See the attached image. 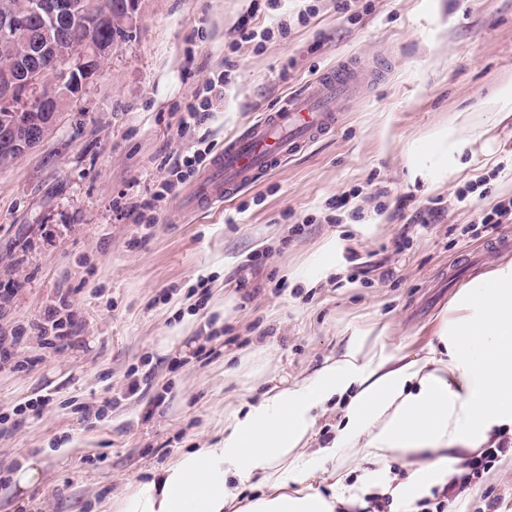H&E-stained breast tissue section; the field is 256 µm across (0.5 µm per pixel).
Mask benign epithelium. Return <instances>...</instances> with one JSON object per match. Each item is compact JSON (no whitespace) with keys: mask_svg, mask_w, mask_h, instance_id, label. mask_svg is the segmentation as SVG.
<instances>
[{"mask_svg":"<svg viewBox=\"0 0 512 512\" xmlns=\"http://www.w3.org/2000/svg\"><path fill=\"white\" fill-rule=\"evenodd\" d=\"M135 0H82V46L64 33L70 0H25L0 12V160L14 161L40 144L65 102L93 79ZM55 37H50L49 32Z\"/></svg>","mask_w":512,"mask_h":512,"instance_id":"benign-epithelium-1","label":"benign epithelium"}]
</instances>
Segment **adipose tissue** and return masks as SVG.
Segmentation results:
<instances>
[{"instance_id":"adipose-tissue-1","label":"adipose tissue","mask_w":512,"mask_h":512,"mask_svg":"<svg viewBox=\"0 0 512 512\" xmlns=\"http://www.w3.org/2000/svg\"><path fill=\"white\" fill-rule=\"evenodd\" d=\"M512 117V84L496 89L484 119L466 111L407 144L409 176L455 181L482 150L490 126ZM335 436L317 440L330 410ZM512 437V260L454 294L418 352L365 330L292 384L225 411L214 444L183 452L149 479L114 494L115 512H357L370 493L397 512H420L445 490L456 464ZM368 467L349 479L345 455ZM409 460L407 475L393 471ZM258 484L260 495L244 488Z\"/></svg>"}]
</instances>
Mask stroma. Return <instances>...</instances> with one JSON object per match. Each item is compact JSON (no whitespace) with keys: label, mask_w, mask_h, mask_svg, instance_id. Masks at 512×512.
<instances>
[{"label":"stroma","mask_w":512,"mask_h":512,"mask_svg":"<svg viewBox=\"0 0 512 512\" xmlns=\"http://www.w3.org/2000/svg\"><path fill=\"white\" fill-rule=\"evenodd\" d=\"M245 17L272 36L237 42ZM228 57L223 104L180 134L186 106ZM345 58L377 77L341 106L334 136L216 209L157 202L151 236L128 218L169 179L168 160L200 141L223 147ZM505 82L512 0H136L97 75L38 146L0 169V284L16 290L0 327L27 326L62 299L80 319L75 347L57 352L29 334L24 367L0 368V410L54 399L0 432V470L33 454L45 463L35 488L0 486V512H105L117 486L211 444L227 404L306 376L357 330L384 326L411 350L425 346L456 291L505 259L485 250L495 232L469 227L512 198V119L490 128L489 155L440 187L411 182L403 150L454 112H483ZM355 188L348 206L330 208ZM333 238L342 247L324 257ZM202 276L199 308L187 292ZM174 334L186 354L160 352ZM140 365L149 378L123 394ZM496 498L512 505L511 452L450 492L448 508L489 512Z\"/></svg>","instance_id":"35a3bbf8"}]
</instances>
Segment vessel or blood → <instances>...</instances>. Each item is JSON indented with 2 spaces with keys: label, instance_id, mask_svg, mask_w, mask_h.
<instances>
[{
  "label": "vessel or blood",
  "instance_id": "obj_1",
  "mask_svg": "<svg viewBox=\"0 0 512 512\" xmlns=\"http://www.w3.org/2000/svg\"><path fill=\"white\" fill-rule=\"evenodd\" d=\"M373 73L347 58L323 72L279 109L263 113L243 131L225 139L214 153L186 210H207L237 196L247 185L336 129L338 103L356 98Z\"/></svg>",
  "mask_w": 512,
  "mask_h": 512
}]
</instances>
